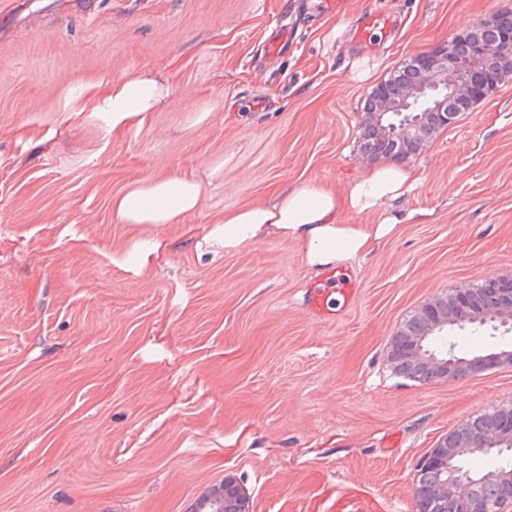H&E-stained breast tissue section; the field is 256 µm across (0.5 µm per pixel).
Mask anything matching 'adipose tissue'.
I'll use <instances>...</instances> for the list:
<instances>
[{
	"label": "adipose tissue",
	"mask_w": 512,
	"mask_h": 512,
	"mask_svg": "<svg viewBox=\"0 0 512 512\" xmlns=\"http://www.w3.org/2000/svg\"><path fill=\"white\" fill-rule=\"evenodd\" d=\"M165 95L158 79L138 74L98 94L92 111L111 115L112 132L117 135L144 122ZM417 180L414 169L381 165L339 194L313 177L298 188L276 192L268 202L225 213L215 236L228 253L271 236L294 238L306 243L310 265H328L356 257L370 239L391 235L411 221V214L400 211L398 204ZM201 197V185L192 178H146L113 196L112 212L124 224H178L198 210ZM348 212L370 214L378 222L368 230L354 227L343 219Z\"/></svg>",
	"instance_id": "1"
}]
</instances>
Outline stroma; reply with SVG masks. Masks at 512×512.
<instances>
[{
    "label": "stroma",
    "mask_w": 512,
    "mask_h": 512,
    "mask_svg": "<svg viewBox=\"0 0 512 512\" xmlns=\"http://www.w3.org/2000/svg\"><path fill=\"white\" fill-rule=\"evenodd\" d=\"M391 16L385 49L353 39ZM512 0H0V512H188L230 476L253 512H416L440 436L512 406V364L457 382L397 376L392 338L449 290L512 279V77L407 166L419 221L340 260L356 297L315 316L324 267L269 237L225 254L226 211L312 175L345 190L366 98L413 56ZM285 25L294 48L265 58ZM141 71L168 88L113 136L88 111ZM190 175L182 223L123 224L112 198ZM159 243L147 263L134 244ZM456 355L512 330L447 335ZM395 27L394 20L390 16L368 11L361 16V21L355 30L356 41L361 45H380L383 35H389ZM380 37L378 43L372 44Z\"/></svg>",
    "instance_id": "stroma-1"
}]
</instances>
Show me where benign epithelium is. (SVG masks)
Wrapping results in <instances>:
<instances>
[{
	"label": "benign epithelium",
	"instance_id": "7a95c632",
	"mask_svg": "<svg viewBox=\"0 0 512 512\" xmlns=\"http://www.w3.org/2000/svg\"><path fill=\"white\" fill-rule=\"evenodd\" d=\"M456 41L450 39L430 52L414 57L415 79L391 91L380 85L375 90L372 108L366 112L364 124L371 126L386 140L394 141L399 147L397 158L410 157L409 150L421 152L432 140L435 133L453 125L458 116V105L467 100L478 102L488 98L499 84L493 65L499 58L512 57V30L502 33L496 45L489 47L482 43L472 46L470 53L461 57L456 53ZM481 70L485 79L474 83L470 73ZM420 106L414 122L396 127L390 123L393 114L407 112ZM486 289L475 292L470 288H458L448 293V300L454 306L455 314L447 319L437 312L436 301L432 300L421 310L432 312L429 332H444L452 324L463 327L480 323L497 329L512 327V309H493L483 305L487 294L509 295L512 290L502 281H485ZM407 361L417 370L432 369L440 373L442 380L453 382L460 377H471L503 363L512 362V351L492 352L471 359H453V353L443 354L431 349L425 336L417 337L407 344ZM461 426H456L442 435L434 448L420 460L423 469H444L447 467V449L458 448L455 442ZM482 449L490 450L512 446V432L505 426L488 429L481 440ZM480 480L460 476L450 482L436 485L431 493V505L435 512L462 504L467 512H507L509 503H500L481 495ZM198 512H251V502L244 489L232 478H225L219 484L204 491L198 498Z\"/></svg>",
	"mask_w": 512,
	"mask_h": 512
}]
</instances>
